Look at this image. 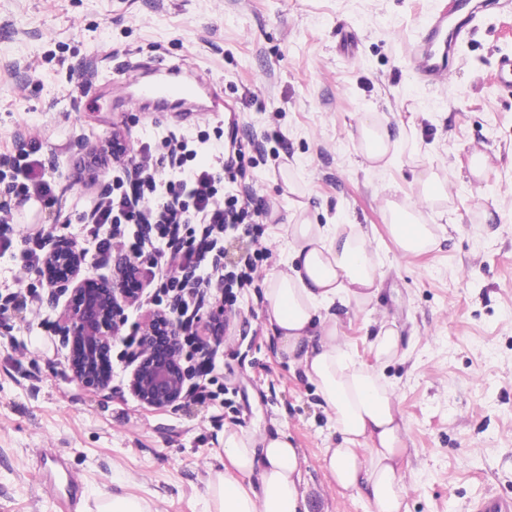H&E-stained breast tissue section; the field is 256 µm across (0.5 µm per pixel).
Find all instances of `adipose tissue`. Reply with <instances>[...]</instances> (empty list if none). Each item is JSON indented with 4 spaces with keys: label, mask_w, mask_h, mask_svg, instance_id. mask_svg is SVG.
Wrapping results in <instances>:
<instances>
[{
    "label": "adipose tissue",
    "mask_w": 512,
    "mask_h": 512,
    "mask_svg": "<svg viewBox=\"0 0 512 512\" xmlns=\"http://www.w3.org/2000/svg\"><path fill=\"white\" fill-rule=\"evenodd\" d=\"M363 157L381 169L397 142L376 114L360 121ZM419 202L385 197L389 232L402 255H416L438 243L423 210L446 198L447 182L423 171ZM290 260L271 274L264 290L268 324L279 351L316 387L339 437L325 450L324 464L337 486L368 497L376 512H408L401 469L406 429L381 368L404 358L395 323L376 322L370 336L374 366L356 363L345 351L346 309H365L380 292L381 269L374 263L370 236L352 224H317L304 217L288 227ZM224 461L206 480L207 512H307L302 459L287 434L255 438L225 428Z\"/></svg>",
    "instance_id": "1"
}]
</instances>
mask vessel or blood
<instances>
[{"label": "vessel or blood", "instance_id": "1", "mask_svg": "<svg viewBox=\"0 0 512 512\" xmlns=\"http://www.w3.org/2000/svg\"><path fill=\"white\" fill-rule=\"evenodd\" d=\"M481 10L474 0H448L426 11L408 45L411 66L425 86L434 88L449 78L456 48L477 28Z\"/></svg>", "mask_w": 512, "mask_h": 512}]
</instances>
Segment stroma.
Masks as SVG:
<instances>
[{
  "label": "stroma",
  "instance_id": "1",
  "mask_svg": "<svg viewBox=\"0 0 512 512\" xmlns=\"http://www.w3.org/2000/svg\"><path fill=\"white\" fill-rule=\"evenodd\" d=\"M431 0H0V157L30 153L56 182L43 229L76 239L86 268L109 276L82 219L103 186L127 178L141 147L168 134L196 138L194 166L213 163L230 125L261 143L247 150L246 182L265 211L259 235L232 231L233 263L254 254L255 288L225 310L211 364L216 399L147 408L128 387L123 342L140 309L125 311L112 349V388L73 382L58 352L46 289L0 319V512H96L115 492L149 512H206V480L225 427L255 437L284 432L303 460L309 512H375L322 467L333 422L300 368L279 358L263 305L266 277L287 259V226L371 229L381 292L349 314L344 334L370 365L376 321L409 337L408 359L384 367L408 429L403 462L409 512H467L486 493L512 499V94L495 62L512 54V14L480 22L446 87L415 77L407 42ZM355 38L338 42L340 28ZM216 84L212 112H149L129 104L157 64ZM378 113L400 148L383 169L359 149V123ZM132 146L122 162L83 170L113 133ZM484 153L483 178L469 172ZM425 169L448 196L425 210L438 247L402 257L387 231L383 186L417 199Z\"/></svg>",
  "mask_w": 512,
  "mask_h": 512
}]
</instances>
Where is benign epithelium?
<instances>
[{"mask_svg": "<svg viewBox=\"0 0 512 512\" xmlns=\"http://www.w3.org/2000/svg\"><path fill=\"white\" fill-rule=\"evenodd\" d=\"M86 256V249L77 241L46 236L42 261L26 269V276L47 288L50 303L60 308L54 331L60 348L66 350L70 379L99 391L112 384V373L102 372L101 366L112 361V347L124 325L125 308H144V289L127 288L125 281L143 279L144 271L139 261L125 259L114 266L110 276L93 277L85 271ZM62 298L65 302L61 305ZM159 327L166 328L169 336V355L164 359L154 355L151 344ZM195 329L212 337L215 343L223 342L224 305L210 306L201 292L190 318L145 308L137 330V364L129 379L130 390L142 405L156 409L176 407L186 399L191 375L182 364L185 355L180 336Z\"/></svg>", "mask_w": 512, "mask_h": 512, "instance_id": "7a95c632", "label": "benign epithelium"}]
</instances>
